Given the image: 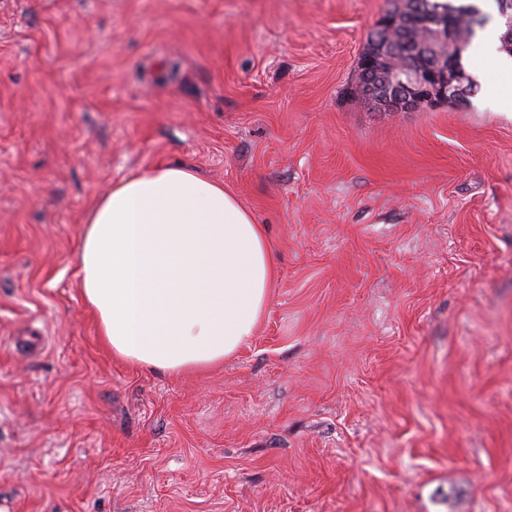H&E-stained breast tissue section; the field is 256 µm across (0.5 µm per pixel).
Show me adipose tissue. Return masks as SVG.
Masks as SVG:
<instances>
[{
  "mask_svg": "<svg viewBox=\"0 0 512 512\" xmlns=\"http://www.w3.org/2000/svg\"><path fill=\"white\" fill-rule=\"evenodd\" d=\"M78 264L113 355L173 374L247 345L274 276L263 226L222 185L181 164L150 167L97 199Z\"/></svg>",
  "mask_w": 512,
  "mask_h": 512,
  "instance_id": "adipose-tissue-1",
  "label": "adipose tissue"
}]
</instances>
